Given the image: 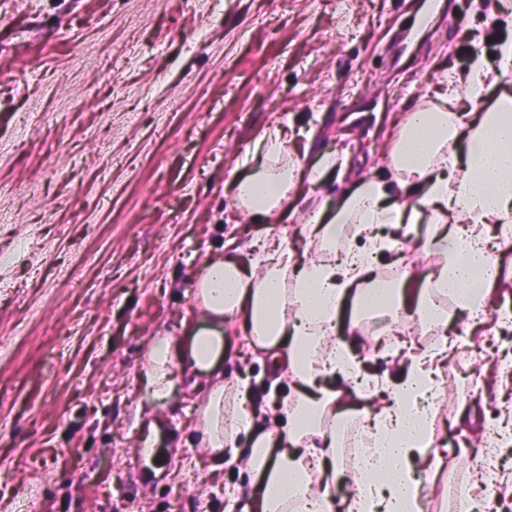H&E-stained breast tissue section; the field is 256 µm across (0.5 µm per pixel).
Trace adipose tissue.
Returning <instances> with one entry per match:
<instances>
[{"label":"adipose tissue","mask_w":512,"mask_h":512,"mask_svg":"<svg viewBox=\"0 0 512 512\" xmlns=\"http://www.w3.org/2000/svg\"><path fill=\"white\" fill-rule=\"evenodd\" d=\"M512 80V43L499 47L497 67L475 61L468 72L401 118L386 156L391 179H363L345 192L336 209L320 207L302 227L305 254L296 255L281 225L290 195L301 182L320 186L342 161L329 155L315 166L288 158L282 127L266 130L253 150L254 166L229 187L237 205L270 231L250 261L233 242L208 258L197 281L199 325L188 343L170 336L150 344L146 390L161 403L178 376L206 379L198 435L214 461L243 459L258 481V512H318L323 501L341 500L343 512H422L419 471L436 484L439 464H427L429 449L442 445L438 378L447 344L424 350L404 343L397 381L367 371L356 343L337 338L336 318L348 290H355L359 321L391 316L399 332L409 323L424 331L447 328L444 298L476 316L500 287L486 239L495 225L512 245V97L483 105L487 86ZM429 223L415 241L431 264L417 279L413 264L385 282L373 274L378 258L394 249L382 232L390 225L411 230ZM418 283L415 302L405 284ZM242 332L254 353L275 352L278 383L286 394L258 419L250 383L225 376L224 337ZM377 397L365 416L371 448L345 467L338 450L351 410L336 382ZM248 436L245 452L235 442Z\"/></svg>","instance_id":"ef3b65f1"}]
</instances>
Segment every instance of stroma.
<instances>
[{"label": "stroma", "instance_id": "35a3bbf8", "mask_svg": "<svg viewBox=\"0 0 512 512\" xmlns=\"http://www.w3.org/2000/svg\"><path fill=\"white\" fill-rule=\"evenodd\" d=\"M498 0H0V512H241L243 464L201 449L188 386L151 406L156 336L186 340L204 262L266 227L224 184L269 128L339 178L301 184L305 216L385 176L398 117L475 58L494 62ZM485 314L454 312L441 368L439 480L471 483L472 451L512 405V250ZM224 372L270 399V358L227 336ZM158 424L159 459L137 435ZM480 512H512V446Z\"/></svg>", "mask_w": 512, "mask_h": 512}]
</instances>
